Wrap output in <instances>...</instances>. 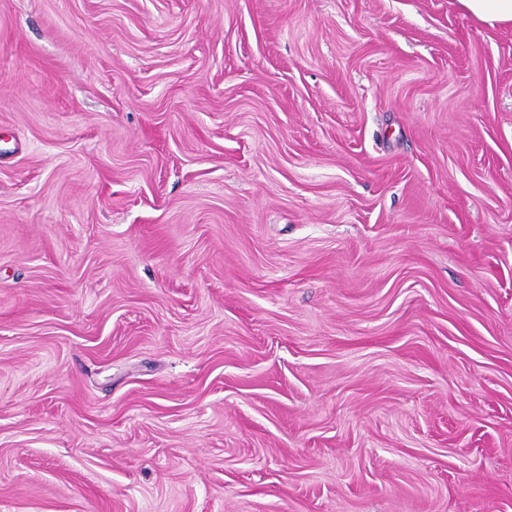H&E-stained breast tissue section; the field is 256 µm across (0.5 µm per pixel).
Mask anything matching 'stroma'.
Listing matches in <instances>:
<instances>
[{"instance_id":"stroma-1","label":"stroma","mask_w":512,"mask_h":512,"mask_svg":"<svg viewBox=\"0 0 512 512\" xmlns=\"http://www.w3.org/2000/svg\"><path fill=\"white\" fill-rule=\"evenodd\" d=\"M0 512H512V24L0 0Z\"/></svg>"}]
</instances>
